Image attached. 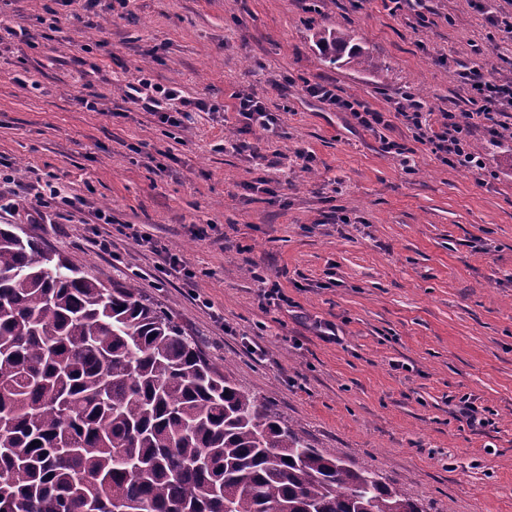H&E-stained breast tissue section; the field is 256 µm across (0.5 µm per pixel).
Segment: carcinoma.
<instances>
[{
	"label": "carcinoma",
	"instance_id": "carcinoma-1",
	"mask_svg": "<svg viewBox=\"0 0 512 512\" xmlns=\"http://www.w3.org/2000/svg\"><path fill=\"white\" fill-rule=\"evenodd\" d=\"M331 64L382 75L351 33ZM0 512H425L316 448L129 282L0 227Z\"/></svg>",
	"mask_w": 512,
	"mask_h": 512
}]
</instances>
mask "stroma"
<instances>
[{
  "mask_svg": "<svg viewBox=\"0 0 512 512\" xmlns=\"http://www.w3.org/2000/svg\"><path fill=\"white\" fill-rule=\"evenodd\" d=\"M475 1L422 0L420 24L381 0H131L120 16L99 5L86 27L75 19L84 0H11L0 14L40 48L15 37L0 49V161L24 181L54 178L112 221L85 224L77 211L36 224L6 194L0 226L105 285L138 281L240 389L426 512H512V138L474 126L491 173L482 181L443 164L401 120L386 135L403 156L302 92L329 82L382 111L405 91L437 111L466 109L473 62L512 80V41L487 21L504 0ZM49 3L63 19L54 32L39 22ZM315 28L351 31L384 75L330 65ZM142 71L215 111L161 124L123 100ZM243 90L281 120L254 158L226 145ZM92 93L100 111L81 104ZM159 151L170 155L162 172L150 159ZM259 176L275 194L245 190ZM121 224L165 244L194 280L158 282L157 256ZM97 234L112 236L121 261L91 246ZM247 260L255 273L242 272ZM265 281L286 304L260 308ZM319 322L337 339L318 336ZM464 397L488 427L459 415Z\"/></svg>",
  "mask_w": 512,
  "mask_h": 512,
  "instance_id": "obj_1",
  "label": "stroma"
}]
</instances>
